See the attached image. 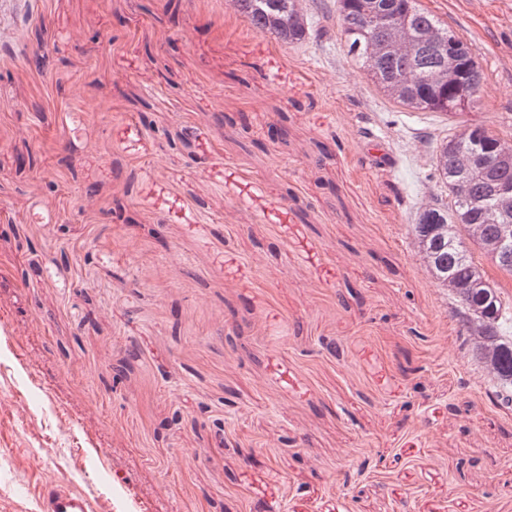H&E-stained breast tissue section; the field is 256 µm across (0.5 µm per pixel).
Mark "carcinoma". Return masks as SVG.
Instances as JSON below:
<instances>
[{"instance_id": "cac0c4a2", "label": "carcinoma", "mask_w": 512, "mask_h": 512, "mask_svg": "<svg viewBox=\"0 0 512 512\" xmlns=\"http://www.w3.org/2000/svg\"><path fill=\"white\" fill-rule=\"evenodd\" d=\"M300 2L229 0V5L253 32L297 46L311 36ZM334 7L348 55L378 88L404 76L412 81L410 96L394 99L396 104L449 115L470 107L477 97L484 75L472 45L421 8L418 0H335ZM396 18L407 22L411 49L371 56L369 46L388 38L390 22ZM432 28L440 31L435 43L424 39ZM464 152L472 160L467 174L456 166L457 156ZM435 173L448 188V201L435 199L422 207L411 232L434 283L451 288L461 335L492 383L496 404L512 408V308L463 246V236L471 235L474 224L479 245L497 238L499 225L512 224V207H501L500 194L503 188L512 190V144L481 125H468L440 143ZM461 180L465 193L457 195L453 189ZM490 211L498 222H488Z\"/></svg>"}]
</instances>
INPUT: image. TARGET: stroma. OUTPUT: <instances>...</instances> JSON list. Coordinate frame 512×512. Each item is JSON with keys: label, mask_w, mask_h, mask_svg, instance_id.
Masks as SVG:
<instances>
[{"label": "stroma", "mask_w": 512, "mask_h": 512, "mask_svg": "<svg viewBox=\"0 0 512 512\" xmlns=\"http://www.w3.org/2000/svg\"><path fill=\"white\" fill-rule=\"evenodd\" d=\"M166 2L0 0V512H512V409L411 233L459 121L380 91L334 0L294 47ZM419 3L512 143V0ZM40 512H93L90 498L58 483L45 486Z\"/></svg>", "instance_id": "1"}]
</instances>
